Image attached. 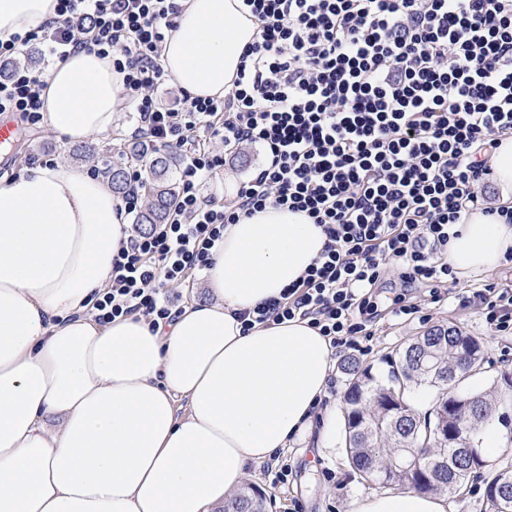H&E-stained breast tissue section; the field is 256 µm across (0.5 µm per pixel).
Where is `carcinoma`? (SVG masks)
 <instances>
[{
	"instance_id": "cac0c4a2",
	"label": "carcinoma",
	"mask_w": 512,
	"mask_h": 512,
	"mask_svg": "<svg viewBox=\"0 0 512 512\" xmlns=\"http://www.w3.org/2000/svg\"><path fill=\"white\" fill-rule=\"evenodd\" d=\"M112 150L117 152V160L107 175L116 194L123 193L128 182L124 156L148 165L149 176L141 188L151 203L135 215V223L144 232L165 223L178 190L174 153L140 145L128 152L116 146ZM483 361L481 338L457 326L437 325L404 348L400 368L386 384L355 361L343 366L350 375L343 405L346 452L354 473L399 488L422 475L426 482L419 492L425 494H458L482 474L484 512H512V463L487 472V460L475 440L479 426L492 418V394L457 391V385L480 372ZM425 386L434 392L430 394V412L422 417L412 405L411 393ZM411 448L425 451L418 467H398ZM264 509L265 497L248 485L223 512Z\"/></svg>"
}]
</instances>
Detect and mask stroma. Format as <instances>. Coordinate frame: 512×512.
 Returning <instances> with one entry per match:
<instances>
[{
  "label": "stroma",
  "instance_id": "stroma-1",
  "mask_svg": "<svg viewBox=\"0 0 512 512\" xmlns=\"http://www.w3.org/2000/svg\"><path fill=\"white\" fill-rule=\"evenodd\" d=\"M71 142L59 138L48 128L25 129L22 144L6 160L0 159V175L19 171L24 156L31 152L53 150L60 163H78L80 167H104L106 157L97 154L74 159L70 153ZM512 285V262H502L497 268L470 277H458L449 283L447 293L440 302H432L428 287L413 284L407 287V296L419 305L420 314L397 315L382 309L371 321L374 337L368 351L352 353L351 350L335 355L325 397L326 408L336 423H343L342 395L348 376L340 364L345 358L355 357L360 364L371 367L376 378L387 380L389 358L417 336L436 325H455L471 335L482 337L486 362L480 374L469 381L471 387L496 394L497 404L493 417L504 433L505 440L497 454L498 459L512 460V337H489L480 314L475 294L484 288H501ZM319 430L311 428L295 439L282 455L291 465L295 476L289 485L271 483L265 467L250 470L247 481L266 495V512H288L291 503H298L302 512H350L358 498L381 493V486L368 487L352 475L345 456L343 436H336L331 448L318 447Z\"/></svg>",
  "mask_w": 512,
  "mask_h": 512
}]
</instances>
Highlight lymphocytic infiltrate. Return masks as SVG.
<instances>
[{"mask_svg": "<svg viewBox=\"0 0 512 512\" xmlns=\"http://www.w3.org/2000/svg\"><path fill=\"white\" fill-rule=\"evenodd\" d=\"M240 2L257 34L224 98L156 103L178 0H57L55 17L0 39V62L13 66L0 80V113L42 126L46 68L87 49L125 70L133 138L182 158L174 211L113 257L96 321H169L166 286L210 265L226 225L285 206L321 226L325 247L280 296L242 312L244 327L298 317L332 349L361 350L387 269L430 283L435 299L454 275V227L480 202L498 137L512 134V0ZM35 45L32 66L23 58ZM216 141L268 157L227 202L208 193L224 167ZM476 298L490 334L511 336L512 289Z\"/></svg>", "mask_w": 512, "mask_h": 512, "instance_id": "lymphocytic-infiltrate-1", "label": "lymphocytic infiltrate"}]
</instances>
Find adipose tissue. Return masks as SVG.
<instances>
[{
    "instance_id": "adipose-tissue-1",
    "label": "adipose tissue",
    "mask_w": 512,
    "mask_h": 512,
    "mask_svg": "<svg viewBox=\"0 0 512 512\" xmlns=\"http://www.w3.org/2000/svg\"><path fill=\"white\" fill-rule=\"evenodd\" d=\"M57 0H0V39ZM256 25L239 0H183L162 65L189 95L233 89ZM123 73L79 50L54 61L44 122L71 142L111 133ZM448 243L462 276L512 253V224L476 210ZM119 198L82 168L0 180V512H221L250 469L313 422L333 366L309 321L244 330L240 312L279 296L322 252L307 214L266 206L227 225L204 271L209 298L168 328L90 314L129 241ZM354 512H451L447 496L367 495Z\"/></svg>"
}]
</instances>
